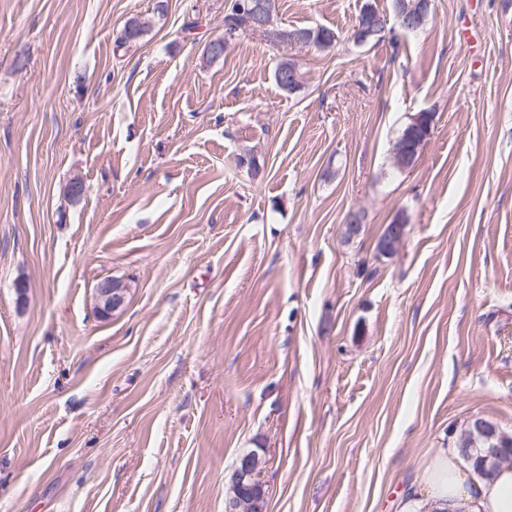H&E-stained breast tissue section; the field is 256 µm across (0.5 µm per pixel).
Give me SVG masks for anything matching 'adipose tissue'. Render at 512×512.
I'll use <instances>...</instances> for the list:
<instances>
[{"mask_svg":"<svg viewBox=\"0 0 512 512\" xmlns=\"http://www.w3.org/2000/svg\"><path fill=\"white\" fill-rule=\"evenodd\" d=\"M399 512H512V465L483 477L463 463L457 444L432 449L424 482L405 488Z\"/></svg>","mask_w":512,"mask_h":512,"instance_id":"obj_1","label":"adipose tissue"}]
</instances>
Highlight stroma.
Segmentation results:
<instances>
[{"instance_id":"35a3bbf8","label":"stroma","mask_w":512,"mask_h":512,"mask_svg":"<svg viewBox=\"0 0 512 512\" xmlns=\"http://www.w3.org/2000/svg\"><path fill=\"white\" fill-rule=\"evenodd\" d=\"M231 2L0 0V512H225L252 451L266 512H397L471 416L512 435V0L366 45L392 0H277L334 46L205 61ZM302 73L299 66L291 60H281L275 70V79L285 91L292 92L300 86ZM434 116L430 112L421 113V122L414 126L416 136L411 135V122H409L398 137L393 148V162L398 168L412 165L418 154L419 148L428 135L429 128L433 122ZM419 148V149H418ZM97 296L99 300L98 312L102 315L111 314L112 311L120 308L125 301L121 292L112 288L111 282L102 283L97 290Z\"/></svg>"}]
</instances>
